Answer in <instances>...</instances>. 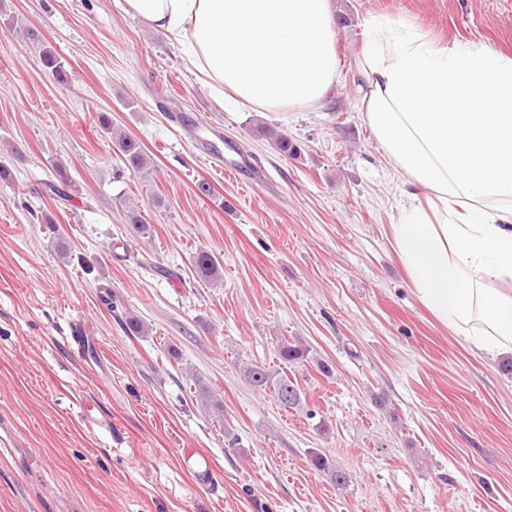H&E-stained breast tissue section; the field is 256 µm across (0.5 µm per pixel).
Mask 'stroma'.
<instances>
[{
  "label": "stroma",
  "instance_id": "obj_1",
  "mask_svg": "<svg viewBox=\"0 0 512 512\" xmlns=\"http://www.w3.org/2000/svg\"><path fill=\"white\" fill-rule=\"evenodd\" d=\"M334 4L328 99L255 112L215 101L123 0H0L12 173L0 182V512H512V372L417 301L390 242L407 187L362 117L354 72L374 15L512 55V0ZM32 29L69 64L70 87L43 70ZM99 112L143 143L154 172L125 170ZM58 162L74 183L66 201L45 188ZM203 179L214 199L197 195ZM123 190L152 237L126 223ZM201 250L219 281L197 278ZM130 315L144 332L128 335ZM79 319L95 339L84 359L71 347ZM283 336L310 349L293 369L299 409L245 376L280 369ZM197 379L223 422L192 397ZM187 448L209 457L214 485L184 466ZM315 451L344 486L311 466Z\"/></svg>",
  "mask_w": 512,
  "mask_h": 512
}]
</instances>
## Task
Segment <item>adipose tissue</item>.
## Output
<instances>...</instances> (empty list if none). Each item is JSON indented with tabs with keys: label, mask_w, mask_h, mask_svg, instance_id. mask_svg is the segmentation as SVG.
Wrapping results in <instances>:
<instances>
[{
	"label": "adipose tissue",
	"mask_w": 512,
	"mask_h": 512,
	"mask_svg": "<svg viewBox=\"0 0 512 512\" xmlns=\"http://www.w3.org/2000/svg\"><path fill=\"white\" fill-rule=\"evenodd\" d=\"M217 97L314 107L338 77L330 0H124ZM355 61L363 118L409 187L392 245L420 305L488 357L512 353V58L384 16Z\"/></svg>",
	"instance_id": "ef3b65f1"
}]
</instances>
